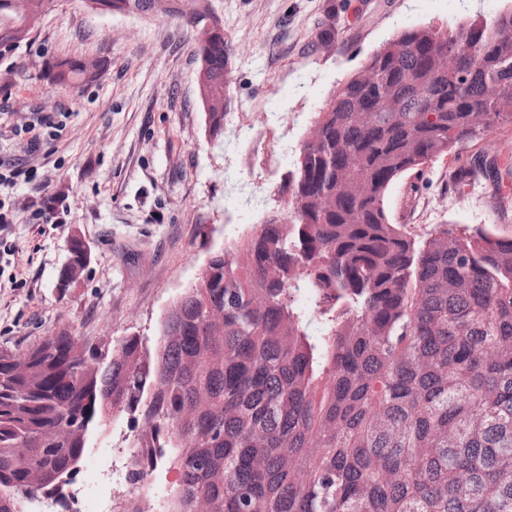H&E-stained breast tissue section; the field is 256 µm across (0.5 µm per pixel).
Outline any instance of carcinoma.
Segmentation results:
<instances>
[{
	"label": "carcinoma",
	"instance_id": "carcinoma-1",
	"mask_svg": "<svg viewBox=\"0 0 512 512\" xmlns=\"http://www.w3.org/2000/svg\"><path fill=\"white\" fill-rule=\"evenodd\" d=\"M183 2L85 0L193 29L199 98H223L206 112L220 138L229 47L222 33L201 44L211 0ZM53 3L0 0V59ZM99 68L57 57L49 77L67 90ZM368 68L372 84L352 76L318 113L282 189L286 217L209 259L156 359L136 335L0 350V512L65 498L93 432L123 416L140 471L174 450L175 512H512V235L437 224L419 241L384 207L400 177L512 124V10L405 31ZM385 99L395 110H377ZM478 174L498 187L512 169L478 155L451 182ZM88 261L73 240L61 279Z\"/></svg>",
	"mask_w": 512,
	"mask_h": 512
}]
</instances>
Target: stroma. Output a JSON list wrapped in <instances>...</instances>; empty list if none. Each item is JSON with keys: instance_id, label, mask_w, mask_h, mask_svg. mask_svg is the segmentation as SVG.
Returning a JSON list of instances; mask_svg holds the SVG:
<instances>
[{"instance_id": "35a3bbf8", "label": "stroma", "mask_w": 512, "mask_h": 512, "mask_svg": "<svg viewBox=\"0 0 512 512\" xmlns=\"http://www.w3.org/2000/svg\"><path fill=\"white\" fill-rule=\"evenodd\" d=\"M224 25L233 82L227 126H259L264 149L211 138L197 96L198 62L189 27L177 19L102 15L83 0H55L29 43L0 60L12 98L0 114V159L29 176L9 191L13 224L0 230V348L22 351L61 330L88 341L137 335L157 353L161 323L213 253L286 211L289 171L318 112L370 57L402 32L455 27L512 8V0H211ZM335 18V44L316 48L319 23ZM96 58L97 82L55 90L46 68L56 56ZM281 120L262 124V110ZM63 118L56 141L30 151L13 128L26 113ZM483 154L512 165V126L429 162L391 186V219L424 238L434 222L486 225L512 234V211L497 189L477 180L456 189L449 173ZM259 197L240 209L239 190ZM58 196L56 219L37 223L44 195ZM91 262L69 288L57 286L72 236ZM127 423L99 429L83 456L77 484L101 472L102 449L122 450Z\"/></svg>"}]
</instances>
